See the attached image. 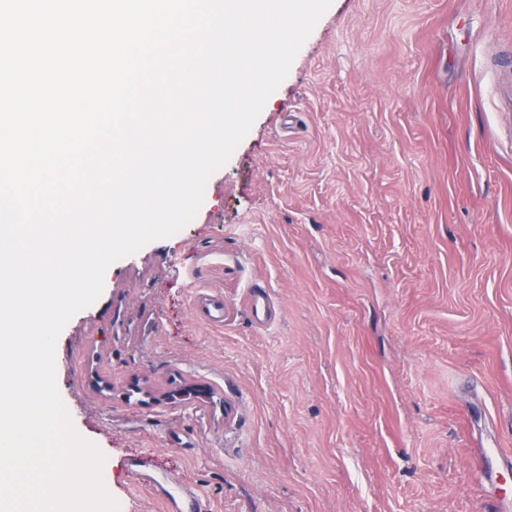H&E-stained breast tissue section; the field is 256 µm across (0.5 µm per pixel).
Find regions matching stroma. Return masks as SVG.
Returning <instances> with one entry per match:
<instances>
[{"instance_id":"stroma-1","label":"stroma","mask_w":512,"mask_h":512,"mask_svg":"<svg viewBox=\"0 0 512 512\" xmlns=\"http://www.w3.org/2000/svg\"><path fill=\"white\" fill-rule=\"evenodd\" d=\"M512 0H333L194 219L107 269L56 383L119 512H483L512 450ZM268 290L274 323L246 301ZM219 291L223 325L195 295ZM482 478L491 483L498 477L502 471H510L512 469V452H508L503 448H492L487 452H483L475 465ZM124 468L134 479L137 488L151 492L164 503L166 511H205L202 495L196 487L156 469L151 457L142 453L130 455L125 459Z\"/></svg>"}]
</instances>
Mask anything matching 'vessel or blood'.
Wrapping results in <instances>:
<instances>
[{
    "label": "vessel or blood",
    "instance_id": "obj_1",
    "mask_svg": "<svg viewBox=\"0 0 512 512\" xmlns=\"http://www.w3.org/2000/svg\"><path fill=\"white\" fill-rule=\"evenodd\" d=\"M193 307L208 324L218 325L224 321L223 295H202L194 300ZM249 311L257 325H267L272 319L269 292L262 290L253 293ZM476 467L486 482H494L502 471L512 469V452L503 448L491 449L481 455ZM124 468L134 479L137 488L151 492L164 503L167 512H204L203 499L196 487L158 470L151 457L142 453L128 456Z\"/></svg>",
    "mask_w": 512,
    "mask_h": 512
}]
</instances>
